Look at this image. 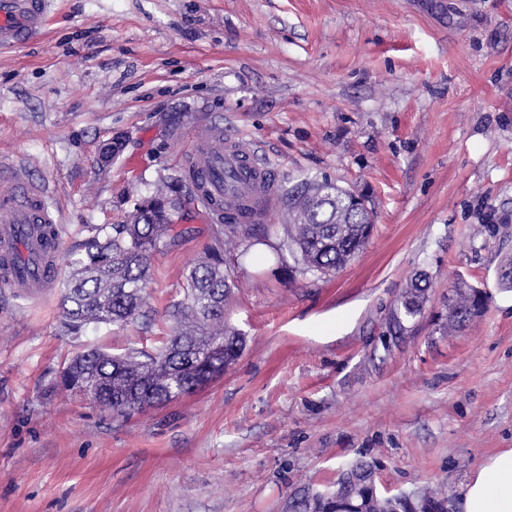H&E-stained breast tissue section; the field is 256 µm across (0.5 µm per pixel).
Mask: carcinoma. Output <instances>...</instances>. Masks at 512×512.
<instances>
[{
  "label": "carcinoma",
  "mask_w": 512,
  "mask_h": 512,
  "mask_svg": "<svg viewBox=\"0 0 512 512\" xmlns=\"http://www.w3.org/2000/svg\"><path fill=\"white\" fill-rule=\"evenodd\" d=\"M194 169L166 178L155 193L140 201L129 224L107 231L91 228L82 251L71 255L64 281L63 331L77 335L91 323L123 327L145 317L146 284L150 260L181 236L173 213L165 204L183 192L184 181ZM288 211L281 225L280 251L291 255L300 269L326 274L344 267L365 247L374 226V215L364 197L327 180H305L288 190ZM231 204L224 202V220L215 230L214 242L205 259L185 278L184 299L172 305L173 334L161 351L152 355L130 351L112 355L91 348L70 358L62 372L68 389L87 392L112 412L123 414L135 408L168 401L197 386L202 373L201 356L214 345L224 348L221 374L239 357L244 336L224 325V301L230 293L224 272V245L255 237L254 224L232 223ZM427 278L414 274L399 297L406 317L418 315L426 299ZM453 294L464 304L448 311V328L460 331L481 309L478 293L463 282ZM372 470L367 464L350 469L349 481L328 502V512H362L364 501L375 499ZM447 499L440 489H427L421 498L396 499L397 512H422L425 504Z\"/></svg>",
  "instance_id": "cac0c4a2"
}]
</instances>
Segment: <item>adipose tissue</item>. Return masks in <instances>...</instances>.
Here are the masks:
<instances>
[{
    "label": "adipose tissue",
    "instance_id": "obj_1",
    "mask_svg": "<svg viewBox=\"0 0 512 512\" xmlns=\"http://www.w3.org/2000/svg\"><path fill=\"white\" fill-rule=\"evenodd\" d=\"M457 512H512V448L484 458L462 484Z\"/></svg>",
    "mask_w": 512,
    "mask_h": 512
}]
</instances>
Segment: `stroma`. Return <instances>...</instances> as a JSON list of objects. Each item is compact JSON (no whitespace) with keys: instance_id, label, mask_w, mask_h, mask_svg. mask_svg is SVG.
Wrapping results in <instances>:
<instances>
[{"instance_id":"1","label":"stroma","mask_w":512,"mask_h":512,"mask_svg":"<svg viewBox=\"0 0 512 512\" xmlns=\"http://www.w3.org/2000/svg\"><path fill=\"white\" fill-rule=\"evenodd\" d=\"M205 120L278 179L260 243L224 255L241 356L123 415L60 385L84 349L162 347L212 242L194 201L134 324L69 336L63 284L0 288V512H295L361 460L380 493L439 485L456 502L512 448V0H57L42 36L0 53V158L53 191L65 256L178 174ZM322 177L376 215L326 275L273 254L289 187ZM419 271L430 288L407 318ZM460 281L485 304L450 333ZM422 283H424L422 285ZM427 278L423 274L415 273L410 278L407 288L399 297L400 311L405 317H415L421 310L426 299Z\"/></svg>"}]
</instances>
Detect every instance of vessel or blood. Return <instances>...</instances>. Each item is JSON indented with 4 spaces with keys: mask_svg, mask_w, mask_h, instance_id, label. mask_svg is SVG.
<instances>
[{
    "mask_svg": "<svg viewBox=\"0 0 512 512\" xmlns=\"http://www.w3.org/2000/svg\"><path fill=\"white\" fill-rule=\"evenodd\" d=\"M54 0H0V48L29 41L45 28ZM197 195L211 205L225 195L245 198L244 223L261 221L275 201L277 185L245 145L215 136L208 148L192 147ZM61 216L45 183L24 176L21 165L0 160V286L37 295L53 287L60 272Z\"/></svg>",
    "mask_w": 512,
    "mask_h": 512,
    "instance_id": "vessel-or-blood-1",
    "label": "vessel or blood"
}]
</instances>
